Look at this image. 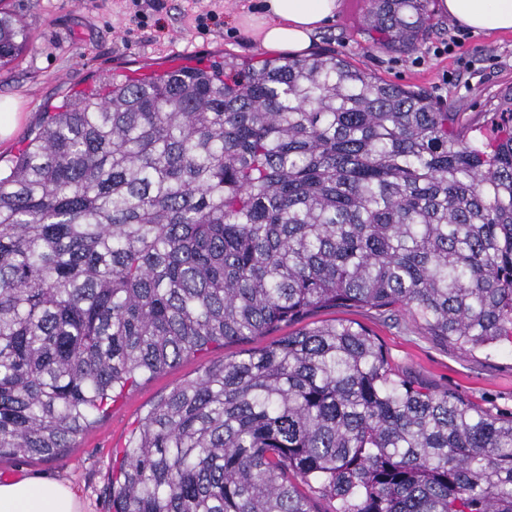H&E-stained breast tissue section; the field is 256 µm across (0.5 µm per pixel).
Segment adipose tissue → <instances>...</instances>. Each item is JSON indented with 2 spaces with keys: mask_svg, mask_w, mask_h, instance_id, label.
Wrapping results in <instances>:
<instances>
[{
  "mask_svg": "<svg viewBox=\"0 0 512 512\" xmlns=\"http://www.w3.org/2000/svg\"><path fill=\"white\" fill-rule=\"evenodd\" d=\"M339 9V0H262L259 11L240 13L238 22L268 51L305 53L315 33ZM439 9L459 25L485 34L512 32V0H440ZM0 512H86L76 488L45 476L0 480Z\"/></svg>",
  "mask_w": 512,
  "mask_h": 512,
  "instance_id": "adipose-tissue-1",
  "label": "adipose tissue"
}]
</instances>
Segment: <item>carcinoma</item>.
Listing matches in <instances>:
<instances>
[{
  "label": "carcinoma",
  "instance_id": "cac0c4a2",
  "mask_svg": "<svg viewBox=\"0 0 512 512\" xmlns=\"http://www.w3.org/2000/svg\"><path fill=\"white\" fill-rule=\"evenodd\" d=\"M417 44L429 0H368ZM32 45L0 9V70ZM46 110L0 174V458L57 457L126 387L290 331L162 396L115 512H512V417L395 370L352 320L512 351V91L484 125L323 50L166 69Z\"/></svg>",
  "mask_w": 512,
  "mask_h": 512
}]
</instances>
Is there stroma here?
Wrapping results in <instances>:
<instances>
[{"mask_svg": "<svg viewBox=\"0 0 512 512\" xmlns=\"http://www.w3.org/2000/svg\"><path fill=\"white\" fill-rule=\"evenodd\" d=\"M430 0L429 29L415 50L396 53L374 46L365 34V0H340L335 19L312 39V50L330 48L351 63L395 83L424 89L441 106L459 113L462 122L482 121L498 97L512 90V33H470L453 52L435 54L436 46L455 35L458 24ZM256 0H164L163 10L147 26L130 21V0H5V7L29 27L33 47L0 72V98L20 99L21 120L13 137L0 144V166H7L23 139L37 126L47 105L60 103L73 90L110 75L124 78L177 64L210 62L224 56L266 59L270 53L236 24L242 8ZM216 10L223 27L203 31L195 16ZM316 321L343 318L373 331L392 366L418 380L448 388L498 414L512 413V352L470 355L422 336L407 317L385 320L362 308H322ZM279 332L230 343L205 355L184 358L173 367L128 388L54 460L0 459V479L22 474L69 480L80 490L90 512H113L112 466L131 429L162 395L195 380L212 361L269 346Z\"/></svg>", "mask_w": 512, "mask_h": 512, "instance_id": "stroma-1", "label": "stroma"}]
</instances>
